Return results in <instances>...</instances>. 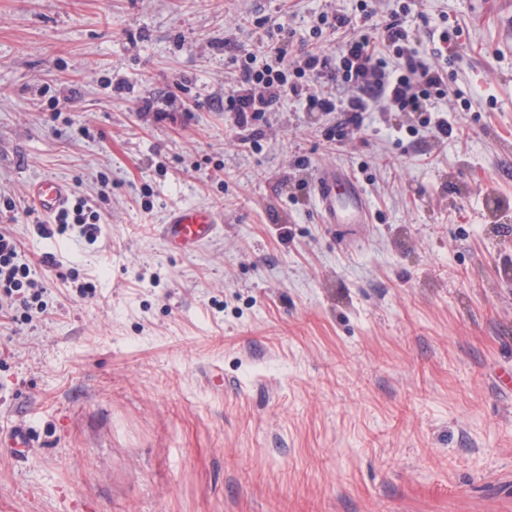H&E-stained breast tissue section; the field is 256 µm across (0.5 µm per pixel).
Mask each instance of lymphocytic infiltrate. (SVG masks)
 I'll use <instances>...</instances> for the list:
<instances>
[{
  "label": "lymphocytic infiltrate",
  "instance_id": "lymphocytic-infiltrate-1",
  "mask_svg": "<svg viewBox=\"0 0 512 512\" xmlns=\"http://www.w3.org/2000/svg\"><path fill=\"white\" fill-rule=\"evenodd\" d=\"M376 29V35L344 41L334 65L327 56L310 51L288 61L294 32L273 28L268 33L273 64L254 67L253 54H246L240 78L227 99L228 111L236 113L237 124L243 127L249 113L274 111L281 98L291 94L304 99L307 111L344 113L346 126L358 131L373 102H382L389 112H423L431 96L446 95L445 66L424 60L398 11H391ZM328 76L346 89L345 98L311 90V83ZM99 220L95 202L81 197L71 210L57 215L56 224L59 233L75 230L93 241L101 231ZM44 291L35 271L21 262L15 236L0 226V297L9 299L15 310L25 311Z\"/></svg>",
  "mask_w": 512,
  "mask_h": 512
}]
</instances>
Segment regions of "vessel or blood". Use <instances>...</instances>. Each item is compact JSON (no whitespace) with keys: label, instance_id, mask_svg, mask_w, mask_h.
I'll return each mask as SVG.
<instances>
[{"label":"vessel or blood","instance_id":"1","mask_svg":"<svg viewBox=\"0 0 512 512\" xmlns=\"http://www.w3.org/2000/svg\"><path fill=\"white\" fill-rule=\"evenodd\" d=\"M72 187L63 179L31 180L25 189L27 203L46 216L65 211L72 200ZM313 195L321 223L366 224L371 217L368 198L358 179L351 173L327 167L315 179ZM223 222L220 212L204 207L176 206L171 208L160 226L161 237L180 253L189 254L209 241ZM29 427L18 424L0 433V443L24 456L30 447Z\"/></svg>","mask_w":512,"mask_h":512}]
</instances>
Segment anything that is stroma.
Segmentation results:
<instances>
[{
	"label": "stroma",
	"mask_w": 512,
	"mask_h": 512,
	"mask_svg": "<svg viewBox=\"0 0 512 512\" xmlns=\"http://www.w3.org/2000/svg\"><path fill=\"white\" fill-rule=\"evenodd\" d=\"M368 8L451 91L338 140L290 94L243 128L224 103L252 19L306 49L359 0H0V203L58 177L102 224L0 211L46 288L0 300V431L34 438L0 512H512V0ZM323 167L370 223H321ZM180 205L224 214L190 255L156 232Z\"/></svg>",
	"instance_id": "35a3bbf8"
}]
</instances>
